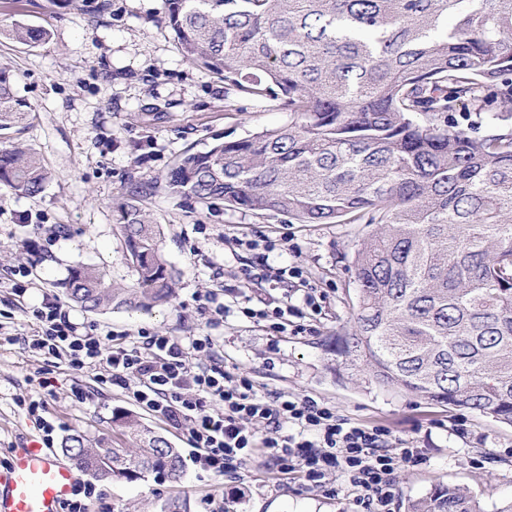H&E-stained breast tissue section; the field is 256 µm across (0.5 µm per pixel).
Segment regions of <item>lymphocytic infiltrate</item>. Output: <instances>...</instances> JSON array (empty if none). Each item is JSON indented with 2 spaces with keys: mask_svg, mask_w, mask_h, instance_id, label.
I'll list each match as a JSON object with an SVG mask.
<instances>
[{
  "mask_svg": "<svg viewBox=\"0 0 512 512\" xmlns=\"http://www.w3.org/2000/svg\"><path fill=\"white\" fill-rule=\"evenodd\" d=\"M244 245L255 253L253 265L242 271L245 280L302 278L300 267L268 264L271 241L248 239ZM32 315L37 334L31 350L73 368L98 371L100 382L121 387L140 406L183 431L197 450V464L214 474H236L260 450L280 472L301 473L308 486L327 487L333 474L360 490L356 505L363 512H390L395 470L419 460L414 448L390 451L384 428L353 423L308 396L260 392L247 373L227 370L213 358L216 342L211 336L188 339L145 332L137 345L128 347L109 335L86 331L57 300L44 298ZM194 352L210 353L211 360L192 373L186 359Z\"/></svg>",
  "mask_w": 512,
  "mask_h": 512,
  "instance_id": "1",
  "label": "lymphocytic infiltrate"
}]
</instances>
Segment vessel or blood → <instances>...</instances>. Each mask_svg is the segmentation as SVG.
I'll use <instances>...</instances> for the list:
<instances>
[{"label": "vessel or blood", "instance_id": "1", "mask_svg": "<svg viewBox=\"0 0 512 512\" xmlns=\"http://www.w3.org/2000/svg\"><path fill=\"white\" fill-rule=\"evenodd\" d=\"M77 481L76 472L41 443L17 445L0 471V512H60Z\"/></svg>", "mask_w": 512, "mask_h": 512}]
</instances>
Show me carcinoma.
<instances>
[{
    "instance_id": "carcinoma-1",
    "label": "carcinoma",
    "mask_w": 512,
    "mask_h": 512,
    "mask_svg": "<svg viewBox=\"0 0 512 512\" xmlns=\"http://www.w3.org/2000/svg\"><path fill=\"white\" fill-rule=\"evenodd\" d=\"M183 58L253 98L285 126L218 135L166 177L183 200L302 224H373L350 268L357 308L337 351L370 382L512 426V0H164ZM49 32L15 20L0 35ZM0 69V131L26 103ZM35 153L0 149V186L41 194ZM128 194L115 207L126 288L71 269L87 311L152 310L175 293L161 226ZM108 435L71 434L62 452L108 483L184 473L179 449L131 412ZM407 512H482L463 487L434 482Z\"/></svg>"
}]
</instances>
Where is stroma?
<instances>
[{
	"mask_svg": "<svg viewBox=\"0 0 512 512\" xmlns=\"http://www.w3.org/2000/svg\"><path fill=\"white\" fill-rule=\"evenodd\" d=\"M16 19L50 36L33 46L0 39V67L13 74L15 92L29 107L27 120L0 140L36 152L51 178L35 197L0 189V466L16 443L39 436V420L53 423L63 438L77 431L94 437L111 433L113 415L130 411L180 449L186 468L177 483L155 475L98 483L105 503L119 512H159L169 498L186 501L189 512L355 508V487L337 478L328 492L307 487L299 473L281 474L260 452L237 476L214 475L195 463L183 433L139 408L122 388L99 384L89 369L48 367L28 343L35 333L31 311L49 295L71 317L128 346L143 331L213 336L214 355L189 357V365L215 356L247 371L261 392L307 395L352 422L387 427L390 447L408 444L421 454L419 463L395 472L391 512H407L409 499L437 480L468 488L484 512L512 502V427L370 384L336 356L335 339L349 328L355 302L348 266L368 225L301 224L221 204L192 206L166 188L181 155L206 149L215 135L240 138L286 125L289 116L276 101L253 99L186 62L163 0H0V25ZM144 183L152 189L143 204L161 225L177 271L175 297L149 313L83 311L64 289L74 266L103 270L118 287L135 281L114 208ZM34 224L40 234H32ZM234 235L274 242L269 263L301 267L325 296L321 313L301 308L295 330L284 332L235 310L217 319L200 313L207 291L239 287L241 269L254 261L252 251L228 244ZM20 267L29 274L18 297L13 271ZM47 371L55 379L49 394L39 386ZM38 398L42 409L29 413L28 401Z\"/></svg>",
	"mask_w": 512,
	"mask_h": 512,
	"instance_id": "1",
	"label": "stroma"
}]
</instances>
